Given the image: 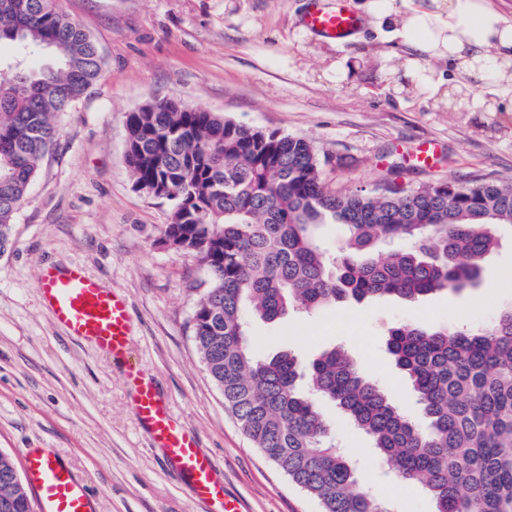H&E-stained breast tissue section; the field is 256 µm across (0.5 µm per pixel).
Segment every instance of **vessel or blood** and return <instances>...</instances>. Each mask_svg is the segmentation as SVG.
<instances>
[{
    "mask_svg": "<svg viewBox=\"0 0 512 512\" xmlns=\"http://www.w3.org/2000/svg\"><path fill=\"white\" fill-rule=\"evenodd\" d=\"M301 27L336 43H344L360 22L350 0H308ZM38 288L53 318L73 336L91 341L112 357L124 358L130 347L132 320L123 296L104 288L82 266L44 268ZM126 381L134 395L140 423L152 433L170 463L189 481L196 497L209 503L211 512H241L237 500L224 492V479L210 457L170 412L153 382L133 366ZM26 478L41 512H95L93 498L72 471L44 448L23 451Z\"/></svg>",
    "mask_w": 512,
    "mask_h": 512,
    "instance_id": "b4317fda",
    "label": "vessel or blood"
}]
</instances>
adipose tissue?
Here are the masks:
<instances>
[{
  "instance_id": "obj_1",
  "label": "adipose tissue",
  "mask_w": 512,
  "mask_h": 512,
  "mask_svg": "<svg viewBox=\"0 0 512 512\" xmlns=\"http://www.w3.org/2000/svg\"><path fill=\"white\" fill-rule=\"evenodd\" d=\"M432 9L361 0L364 16L391 25L410 49L463 72L488 70L512 89V20L485 0H432Z\"/></svg>"
}]
</instances>
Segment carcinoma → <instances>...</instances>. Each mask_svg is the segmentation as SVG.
Returning a JSON list of instances; mask_svg holds the SVG:
<instances>
[{"instance_id": "carcinoma-1", "label": "carcinoma", "mask_w": 512, "mask_h": 512, "mask_svg": "<svg viewBox=\"0 0 512 512\" xmlns=\"http://www.w3.org/2000/svg\"><path fill=\"white\" fill-rule=\"evenodd\" d=\"M0 255L15 213L65 112L101 76L88 32L57 0H0ZM47 54L35 68L29 59ZM134 187L166 201L161 243L195 254L208 288L193 333L225 408L322 512H395L358 480L317 401L338 407L394 476L426 491L435 512H512V306L482 327L400 323L387 349L411 384L417 423L345 350L305 364L254 355L253 319L274 321L382 297L415 301L478 285L484 259L512 227V181L333 190L314 144L237 125L174 100L127 117ZM338 224L328 250L317 229ZM0 512H34L12 458L0 451Z\"/></svg>"}]
</instances>
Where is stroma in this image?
Instances as JSON below:
<instances>
[{
    "instance_id": "stroma-1",
    "label": "stroma",
    "mask_w": 512,
    "mask_h": 512,
    "mask_svg": "<svg viewBox=\"0 0 512 512\" xmlns=\"http://www.w3.org/2000/svg\"><path fill=\"white\" fill-rule=\"evenodd\" d=\"M308 0H59L94 39L100 78L57 113V137L12 223L0 256V450L47 448L95 498L98 512H209L169 467L138 421L128 364L151 377L194 432L243 512H321L253 448L210 379L193 339L207 283L198 258L160 242L167 203L133 185L126 118L153 97L224 115L252 129L306 138L341 190L373 188L394 169L405 187L512 177V92L483 71L462 74L410 50L390 28L363 20L347 44L314 36L299 19ZM412 67L463 85L444 104L399 89ZM427 142L440 150L417 160ZM82 265L122 294L134 324L127 361L69 336L43 305L44 267ZM512 305V231L483 264L477 287L416 302L383 297L249 325L254 352L308 361L342 347L410 416L409 383L387 350L389 327L431 329L487 320ZM360 481L398 512H434L422 490L381 475L367 438L323 403Z\"/></svg>"
}]
</instances>
